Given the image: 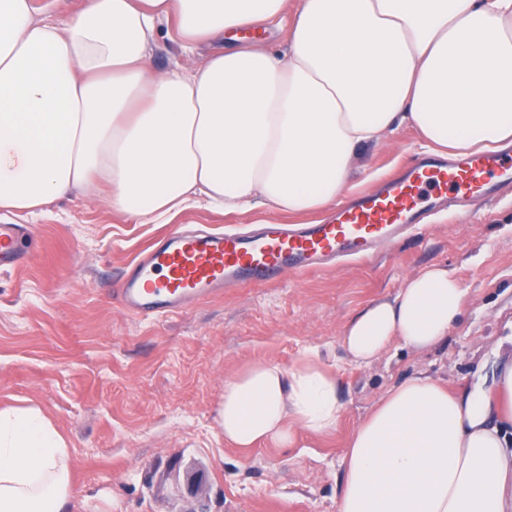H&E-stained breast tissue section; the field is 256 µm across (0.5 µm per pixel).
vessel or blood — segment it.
<instances>
[{
  "mask_svg": "<svg viewBox=\"0 0 512 512\" xmlns=\"http://www.w3.org/2000/svg\"><path fill=\"white\" fill-rule=\"evenodd\" d=\"M511 180V151L419 158L383 190L315 224H266L252 235L172 233L134 274L113 280L112 297L142 316L176 313L224 288L271 285L283 274L323 270L344 256L368 259L418 224L432 196L450 190L488 196L495 183ZM18 233L16 225L0 224V267L20 265Z\"/></svg>",
  "mask_w": 512,
  "mask_h": 512,
  "instance_id": "vessel-or-blood-1",
  "label": "vessel or blood"
}]
</instances>
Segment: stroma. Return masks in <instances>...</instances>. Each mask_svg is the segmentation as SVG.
Returning a JSON list of instances; mask_svg holds the SVG:
<instances>
[{
	"label": "stroma",
	"instance_id": "stroma-1",
	"mask_svg": "<svg viewBox=\"0 0 512 512\" xmlns=\"http://www.w3.org/2000/svg\"><path fill=\"white\" fill-rule=\"evenodd\" d=\"M222 48L202 41L185 51L163 22L148 64L156 73L200 65ZM426 152L416 130L397 127L365 151L351 181L373 189ZM144 206L116 211L73 192L33 215L0 212V224L23 226L29 256L0 268V405L38 407L65 438L71 512H337L348 435L388 389L424 373L461 391L512 353V192L434 212L421 234L373 260L233 288L148 318L114 303L112 282L178 226L235 232L306 224L324 212H226L202 201L167 223L143 224ZM436 264L470 298L447 343L420 356L395 343L371 365L352 363L341 343L350 317ZM312 348L339 378L336 431L246 457L227 446L225 380L260 359L293 367Z\"/></svg>",
	"mask_w": 512,
	"mask_h": 512
}]
</instances>
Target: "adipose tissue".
<instances>
[{
	"instance_id": "1",
	"label": "adipose tissue",
	"mask_w": 512,
	"mask_h": 512,
	"mask_svg": "<svg viewBox=\"0 0 512 512\" xmlns=\"http://www.w3.org/2000/svg\"><path fill=\"white\" fill-rule=\"evenodd\" d=\"M0 0V210L35 214L99 177L145 220L198 198L243 212L325 207L394 124L466 154L512 145V0H81L64 25ZM286 56L230 46L156 73L147 45L174 23L185 51L279 25ZM465 292L442 266L344 327L354 363L393 343H443ZM343 412L317 354L248 364L224 383V441L241 453L325 435ZM73 459L34 406L0 408V512H66ZM338 512H512V357L463 392L420 374L389 389L348 437Z\"/></svg>"
}]
</instances>
